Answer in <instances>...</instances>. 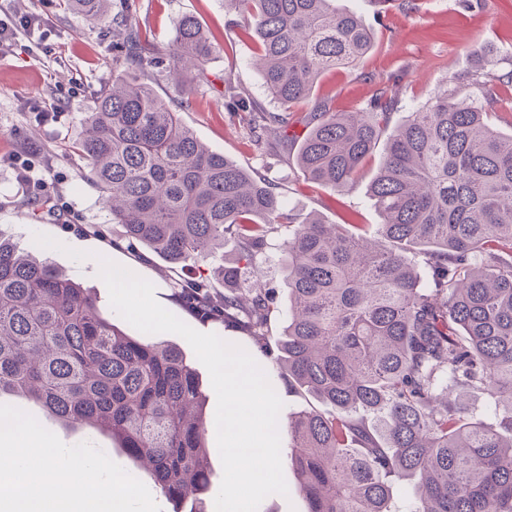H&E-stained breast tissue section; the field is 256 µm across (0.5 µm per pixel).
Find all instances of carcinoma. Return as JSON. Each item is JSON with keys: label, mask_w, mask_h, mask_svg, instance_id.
<instances>
[{"label": "carcinoma", "mask_w": 512, "mask_h": 512, "mask_svg": "<svg viewBox=\"0 0 512 512\" xmlns=\"http://www.w3.org/2000/svg\"><path fill=\"white\" fill-rule=\"evenodd\" d=\"M112 22L116 75L97 96L74 149L123 227L112 245L148 248L182 271L172 299L202 325L236 328L272 364L268 375L326 405L278 420L307 512H512V134L492 114L512 69L487 55L462 77L474 92L428 100L393 122L395 91L362 112L323 106L297 164L332 192L355 183L385 143L367 224L304 220L274 182L212 151L132 72L160 69L135 22L139 0H68ZM255 33L263 84L279 110L240 111L254 148L284 140L293 107L319 77L356 64L371 29L336 0H224ZM193 15L175 24L170 59L201 68L217 49ZM236 241L234 259L198 261ZM279 241L287 303L260 284L240 288ZM283 317L276 348L271 319ZM108 432L145 461L164 497L210 512L202 383L171 342L124 333L96 298L0 238V395ZM477 395L485 412L463 397Z\"/></svg>", "instance_id": "carcinoma-1"}]
</instances>
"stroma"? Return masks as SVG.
Masks as SVG:
<instances>
[{
	"instance_id": "1",
	"label": "stroma",
	"mask_w": 512,
	"mask_h": 512,
	"mask_svg": "<svg viewBox=\"0 0 512 512\" xmlns=\"http://www.w3.org/2000/svg\"><path fill=\"white\" fill-rule=\"evenodd\" d=\"M136 20L159 57H167L174 24L185 14L196 15L214 32L219 49L203 72L169 71L148 76L154 92L175 109L196 137L250 171L275 181L286 206L300 217L319 215L326 222L377 224L381 218L369 197L377 169L370 159L362 176L336 195L305 179L295 162L297 145L257 153L246 127L233 108L238 100L264 102L276 110L255 62L253 47L243 38L239 18L224 0H139ZM340 7L359 14L374 34L372 51L356 66L326 72L309 102L294 112L296 133L313 102L323 101L337 112L365 108L379 89L398 93V117L455 85V75L467 72L474 55L493 45L499 67L512 69V0H416L406 11L402 0H338ZM33 15L43 21L34 36L17 34L0 43V236L12 239L37 259L51 261L68 277L90 289L107 317L128 335L136 330L111 307L108 290L90 260L75 261L62 252L38 246L35 234L109 258L155 287L157 301L174 310V273L150 251L133 257L114 247L122 235L113 223L86 162L73 151L81 136L86 112L113 76L116 50L110 28L72 13L66 0H0V15ZM32 169L33 185L16 178L17 162ZM73 224L95 225L100 235L70 232ZM0 402L32 414L66 445L84 441L103 450L130 475L143 482L161 512L173 508L154 487L148 472L134 462L105 433L69 424L47 415L38 405L13 398Z\"/></svg>"
}]
</instances>
